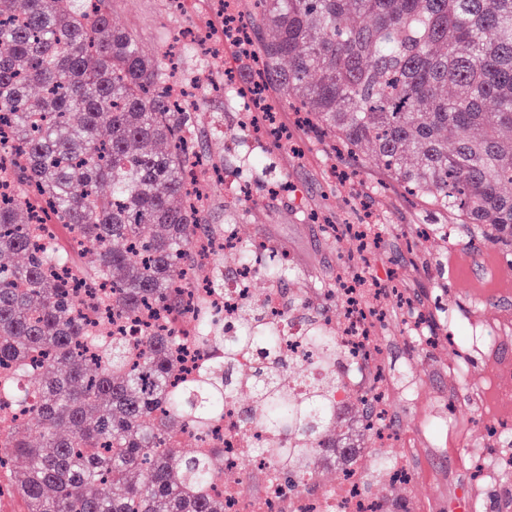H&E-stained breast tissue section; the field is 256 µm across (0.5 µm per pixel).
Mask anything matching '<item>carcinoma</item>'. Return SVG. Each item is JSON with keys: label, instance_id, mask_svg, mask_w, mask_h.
Instances as JSON below:
<instances>
[{"label": "carcinoma", "instance_id": "1", "mask_svg": "<svg viewBox=\"0 0 512 512\" xmlns=\"http://www.w3.org/2000/svg\"><path fill=\"white\" fill-rule=\"evenodd\" d=\"M242 40L266 82L321 136H336L406 199L512 252V0H252ZM166 56L112 25L109 0H0V478L25 512H225L209 485L224 452L181 450L238 402L234 365L260 349L242 427L298 431L278 449L284 479L305 486L345 472L371 446L358 400L331 401L343 373L304 397L284 375L277 335L247 324L229 335L203 321L214 358L184 365L178 325L190 284L219 291L224 254L197 261L219 236L187 202L197 160L183 138L190 113L169 91ZM92 251L96 261L81 262ZM151 309L166 325L137 337L112 319ZM309 342L336 354V336Z\"/></svg>", "mask_w": 512, "mask_h": 512}]
</instances>
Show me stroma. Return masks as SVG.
Wrapping results in <instances>:
<instances>
[{
	"label": "stroma",
	"mask_w": 512,
	"mask_h": 512,
	"mask_svg": "<svg viewBox=\"0 0 512 512\" xmlns=\"http://www.w3.org/2000/svg\"><path fill=\"white\" fill-rule=\"evenodd\" d=\"M112 23L133 31L149 54L171 50L172 34L178 28H198L223 42L219 68L237 87L252 88L259 78L256 60L241 62L239 46L225 41L224 14L209 0H187L179 14L169 13L165 0H112ZM265 97L288 141L280 145L269 139L255 144L254 156L271 158L273 169L256 176L254 199L239 224L242 237L283 250L302 287L335 288L342 277L355 273L382 284L392 277L418 303L429 305L434 296L442 297L455 318L437 317L440 329H452L459 337L492 330L512 300V255L495 249L469 224L457 225L450 243L431 241L412 247L418 225L440 223V216L409 204L402 189L382 170L364 164L361 156L330 150L304 123L302 113L287 104L281 91L267 88ZM198 116L205 152L232 156L231 141L217 127L239 126L240 111L226 105L222 96L205 92ZM279 179L288 181V192L274 190ZM369 217L382 226V244L360 265L345 228ZM405 326V310L393 307L383 327L392 341V372L399 383L416 382L421 395L416 405L396 401L394 414L412 430L426 419L447 417L446 399L455 392L457 380L449 371L455 358L452 350H409L403 338ZM469 357L474 382L488 388L492 400L512 397V377L499 375L492 357L478 349L470 351ZM431 442L447 461L428 486L416 489L413 505L419 512H432L444 491L456 483L455 469L466 459L468 441L463 434L451 436L438 429L432 432Z\"/></svg>",
	"instance_id": "obj_1"
}]
</instances>
